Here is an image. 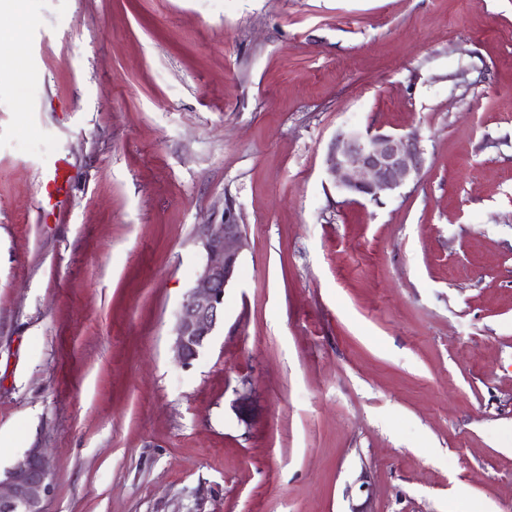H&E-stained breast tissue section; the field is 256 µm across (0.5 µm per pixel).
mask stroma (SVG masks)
<instances>
[{
	"instance_id": "1",
	"label": "stroma",
	"mask_w": 512,
	"mask_h": 512,
	"mask_svg": "<svg viewBox=\"0 0 512 512\" xmlns=\"http://www.w3.org/2000/svg\"><path fill=\"white\" fill-rule=\"evenodd\" d=\"M27 11L30 79L0 72V473L47 449L46 512H512V0ZM370 127L425 158L379 204L327 173ZM228 199L239 275L186 367ZM197 238L206 262L180 307L172 345L184 365L198 358L224 321V291L237 274L246 241L245 225L233 201L224 202L223 222L198 225Z\"/></svg>"
}]
</instances>
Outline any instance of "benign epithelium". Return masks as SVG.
<instances>
[{
    "instance_id": "obj_1",
    "label": "benign epithelium",
    "mask_w": 512,
    "mask_h": 512,
    "mask_svg": "<svg viewBox=\"0 0 512 512\" xmlns=\"http://www.w3.org/2000/svg\"><path fill=\"white\" fill-rule=\"evenodd\" d=\"M327 165L340 190L379 203L419 176L424 149L413 132L352 130L336 136ZM197 238L206 262L180 307L172 345L184 365L198 358L224 321V291L237 274L246 241L245 225L233 201L224 202L223 222L197 225ZM234 410L240 421L254 420L255 406L249 395H240ZM53 493L45 450L30 448L0 475V512H45Z\"/></svg>"
}]
</instances>
